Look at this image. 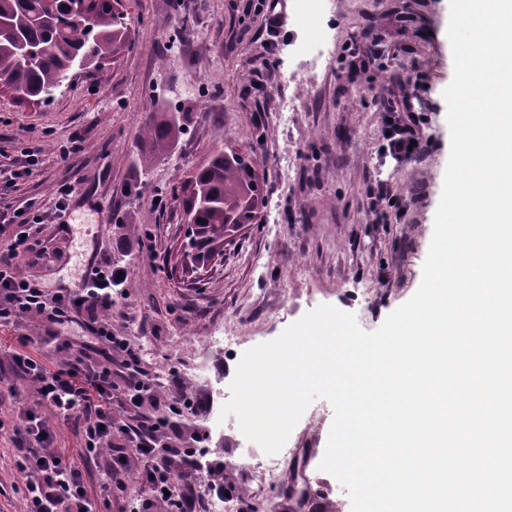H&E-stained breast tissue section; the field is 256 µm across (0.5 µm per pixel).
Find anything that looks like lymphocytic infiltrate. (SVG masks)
Instances as JSON below:
<instances>
[{"label":"lymphocytic infiltrate","mask_w":512,"mask_h":512,"mask_svg":"<svg viewBox=\"0 0 512 512\" xmlns=\"http://www.w3.org/2000/svg\"><path fill=\"white\" fill-rule=\"evenodd\" d=\"M390 81V96L375 103L390 118L379 152L400 162L419 156L429 145L423 130L430 117L415 107L413 91L414 84L425 83L426 77L420 74L410 81L394 75ZM43 222L40 210L31 204L18 213L0 211V224L11 229L0 245V326L33 315L50 325L72 328L73 334L58 345L64 355L58 370H51L42 358L30 353L15 354L16 367L56 417L67 419L77 412L85 416V447L95 455L108 454L113 488L124 489L129 473L127 457L112 445L113 433H121L136 448L142 463L138 478L148 494L128 501L120 512H150L157 505L163 512H197L207 497H223V460H207L199 449L162 441L171 416L197 414L205 408V401L178 396L161 402L153 380L139 368L138 344L112 330L110 312L121 298L122 267L95 266L75 288H48L16 276L18 260L32 248L30 235ZM116 367L126 371L120 387L112 381ZM116 395L138 408L151 405L159 413L140 416L130 424L115 423L112 398ZM14 433L29 440L22 456V468L29 475L25 512H93L85 490L86 476L59 462L50 446L49 424L29 416L16 425Z\"/></svg>","instance_id":"lymphocytic-infiltrate-1"}]
</instances>
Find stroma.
Wrapping results in <instances>:
<instances>
[{"label":"stroma","mask_w":512,"mask_h":512,"mask_svg":"<svg viewBox=\"0 0 512 512\" xmlns=\"http://www.w3.org/2000/svg\"><path fill=\"white\" fill-rule=\"evenodd\" d=\"M123 10L128 47L101 69L79 72L53 102L21 104L0 94V154L18 157L31 141L45 150L39 170L0 203L33 201L50 214L60 185L75 187L64 223L44 224L18 273L72 288L91 262L125 266L112 324L141 345L161 399L174 396L168 375L175 372L187 393L207 401L199 419L176 425L199 429L205 451L224 458L235 512H298L288 489L299 469L320 491V512H351L346 488L319 468L333 420L327 401L315 400L319 419L303 414L291 432L287 445L300 455L276 480L266 453L220 413L246 350L323 304L376 330L418 289L450 154L443 97L453 78L449 0H334L330 54L319 68L298 69L309 90L292 112L278 104L289 92L281 78L287 44L302 34L293 0L276 9L279 45L270 55L258 0H124ZM366 28L380 55L369 69L349 71L342 47L351 40L364 46ZM421 71L429 74L419 105L431 117V144L414 160L377 165L384 123L371 99L386 94L390 76ZM154 112L174 113L183 132L138 174L141 129ZM219 149L255 154L263 184L258 220L240 226L188 278L177 190ZM376 177L403 198L386 224L373 223L364 193ZM145 228L155 236L151 258L137 251ZM16 351L40 354L53 369L63 360L39 320L0 327V512L24 510L23 441L12 427L29 414L48 421L65 463L88 471L95 512H114L102 488L105 457L87 456L80 420H54L33 385L13 374ZM203 361L209 369L196 376Z\"/></svg>","instance_id":"35a3bbf8"}]
</instances>
